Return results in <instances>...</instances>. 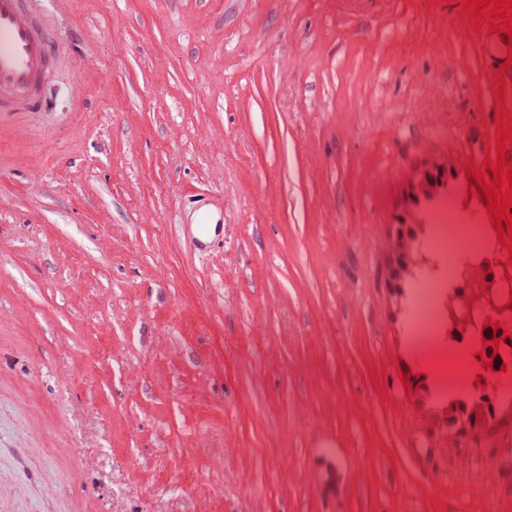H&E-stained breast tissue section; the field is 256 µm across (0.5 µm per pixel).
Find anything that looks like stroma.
Returning a JSON list of instances; mask_svg holds the SVG:
<instances>
[{"label": "stroma", "mask_w": 512, "mask_h": 512, "mask_svg": "<svg viewBox=\"0 0 512 512\" xmlns=\"http://www.w3.org/2000/svg\"><path fill=\"white\" fill-rule=\"evenodd\" d=\"M68 41L0 114V512H512V375L426 348L418 171L482 189L456 0H33ZM220 227L199 243L198 210ZM405 225L403 253L390 251ZM472 406L486 413L475 410L460 415L454 423L455 440L478 445L485 438L508 427L507 421L503 417H498L492 395L481 396ZM489 408L492 409V414L487 412Z\"/></svg>", "instance_id": "stroma-1"}]
</instances>
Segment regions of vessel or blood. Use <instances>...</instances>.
<instances>
[{"mask_svg":"<svg viewBox=\"0 0 512 512\" xmlns=\"http://www.w3.org/2000/svg\"><path fill=\"white\" fill-rule=\"evenodd\" d=\"M60 43L26 12L23 0H0V112L37 106Z\"/></svg>","mask_w":512,"mask_h":512,"instance_id":"obj_1","label":"vessel or blood"}]
</instances>
